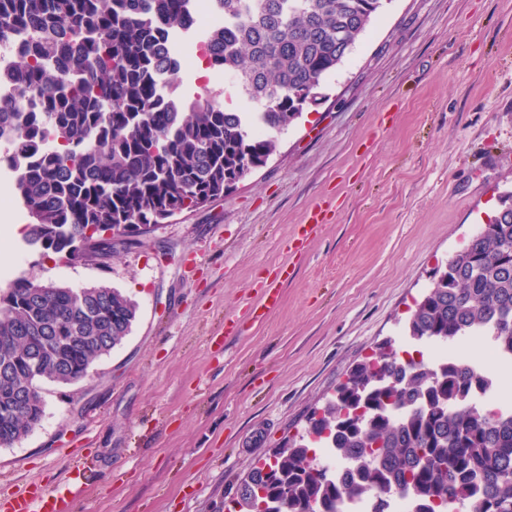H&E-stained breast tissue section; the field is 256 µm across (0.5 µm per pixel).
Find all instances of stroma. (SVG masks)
I'll return each mask as SVG.
<instances>
[{
	"instance_id": "obj_1",
	"label": "stroma",
	"mask_w": 512,
	"mask_h": 512,
	"mask_svg": "<svg viewBox=\"0 0 512 512\" xmlns=\"http://www.w3.org/2000/svg\"><path fill=\"white\" fill-rule=\"evenodd\" d=\"M321 103L277 153L205 207L104 263L42 255L17 273L105 283L138 304L124 343L0 448V493L68 512H228L238 486L387 340L436 269L512 187V0H386ZM328 220L288 251L315 207ZM280 303L253 311L265 286Z\"/></svg>"
}]
</instances>
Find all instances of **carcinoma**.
Wrapping results in <instances>:
<instances>
[{"label":"carcinoma","mask_w":512,"mask_h":512,"mask_svg":"<svg viewBox=\"0 0 512 512\" xmlns=\"http://www.w3.org/2000/svg\"><path fill=\"white\" fill-rule=\"evenodd\" d=\"M224 26L202 43L255 106L211 90L175 97L170 61L194 0H0V40L26 33L18 95L0 99V138L24 241L70 261L112 254L264 167L277 136L319 104L384 0H217ZM138 305L106 284L74 289L17 276L0 289V445L44 416L39 382L72 384L122 345ZM408 336L454 345L489 336L512 354V189L416 303ZM484 378L450 357L404 360L392 343L357 363L308 434L239 484L233 512H338L345 496L409 492L428 512H512V414L472 400ZM352 463L342 483L311 453Z\"/></svg>","instance_id":"obj_1"}]
</instances>
